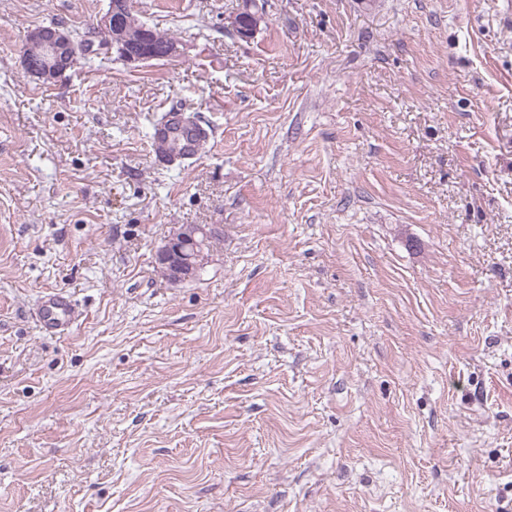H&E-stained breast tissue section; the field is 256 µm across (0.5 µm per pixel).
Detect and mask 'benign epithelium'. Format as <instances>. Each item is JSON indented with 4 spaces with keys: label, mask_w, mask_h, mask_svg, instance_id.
<instances>
[{
    "label": "benign epithelium",
    "mask_w": 512,
    "mask_h": 512,
    "mask_svg": "<svg viewBox=\"0 0 512 512\" xmlns=\"http://www.w3.org/2000/svg\"><path fill=\"white\" fill-rule=\"evenodd\" d=\"M128 12L126 0H114L110 10L96 20V26L112 31L108 51L127 63H144L153 59L152 47L157 43L156 33L142 26L137 34L122 27V15ZM232 29L242 39L252 37L264 17H245L234 13L227 17ZM78 41L74 34L59 26H44L34 31L33 47L23 52L25 72L33 77L55 79L75 62ZM217 234L215 224H181L174 228L158 247L155 263L172 285L186 282L193 274L207 266L209 254L206 243Z\"/></svg>",
    "instance_id": "7a95c632"
}]
</instances>
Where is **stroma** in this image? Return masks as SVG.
Here are the masks:
<instances>
[{
  "label": "stroma",
  "mask_w": 512,
  "mask_h": 512,
  "mask_svg": "<svg viewBox=\"0 0 512 512\" xmlns=\"http://www.w3.org/2000/svg\"><path fill=\"white\" fill-rule=\"evenodd\" d=\"M109 2L0 0V512H512L504 0H133L180 57L26 74ZM254 1H244V6L241 11L238 13H234L229 15L226 20L230 23L232 29L236 32V34L242 39H248L252 37L255 31L259 28L261 22L264 21L263 16H259L258 9L253 10L252 8H256V4H253ZM242 12L243 15L250 16L245 17L240 14ZM78 41L74 34L59 26L39 27L34 44L23 52L25 72L33 77L55 79L75 62ZM164 116L159 122L155 124V129H158V133L153 141L156 150L163 153V156L172 161V157L175 153H180V149L177 146L178 133L186 131V128L171 127L169 118ZM164 128V129H162ZM188 131V130H187ZM217 229L215 224H181L174 227L155 253L156 266L167 282L179 285L207 266L209 254L206 250L210 249ZM40 323L50 331L65 332L77 320L78 312L72 302L60 294H48L38 309Z\"/></svg>",
  "instance_id": "stroma-1"
}]
</instances>
